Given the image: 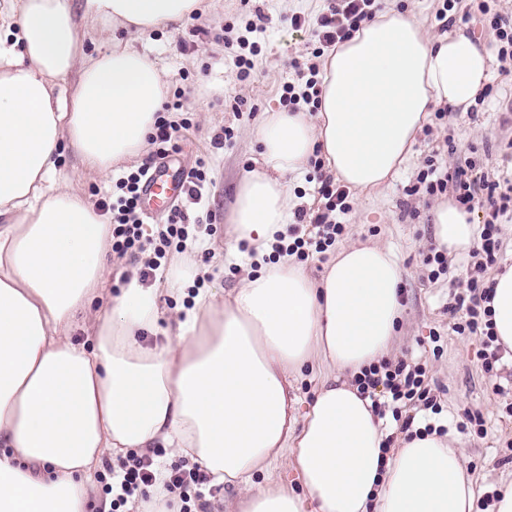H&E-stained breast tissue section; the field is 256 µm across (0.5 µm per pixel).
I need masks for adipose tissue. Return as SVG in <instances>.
I'll return each instance as SVG.
<instances>
[{"mask_svg":"<svg viewBox=\"0 0 512 512\" xmlns=\"http://www.w3.org/2000/svg\"><path fill=\"white\" fill-rule=\"evenodd\" d=\"M202 0H15L0 20V512H91L105 454L162 446L236 491L231 512H474L463 449L435 433L386 450L387 431L354 379L389 356L402 268L383 245L339 247L320 279L275 255L313 154L357 195L390 184L432 112L467 111L490 77L487 52L456 30L431 35L389 8L332 47L316 113L267 112L261 162L241 181L227 229L245 242L232 294L201 293L163 347L157 293L130 276L104 300L112 227L71 181L62 149L104 179L138 158L165 97L162 70L113 46L81 53L87 18L137 31L181 21ZM73 78L70 95L60 81ZM438 248L468 252L476 221L443 204ZM492 321L512 353V268L494 277ZM89 321L93 347L69 329ZM318 383L302 404L292 380ZM294 470L297 486L256 489Z\"/></svg>","mask_w":512,"mask_h":512,"instance_id":"adipose-tissue-1","label":"adipose tissue"}]
</instances>
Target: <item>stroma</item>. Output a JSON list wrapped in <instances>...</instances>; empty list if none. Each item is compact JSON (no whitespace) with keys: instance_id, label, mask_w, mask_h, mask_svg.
Masks as SVG:
<instances>
[{"instance_id":"35a3bbf8","label":"stroma","mask_w":512,"mask_h":512,"mask_svg":"<svg viewBox=\"0 0 512 512\" xmlns=\"http://www.w3.org/2000/svg\"><path fill=\"white\" fill-rule=\"evenodd\" d=\"M325 8V0H205L202 11L178 23L141 33L121 29L111 41L100 37L97 22L88 21L82 44L87 55L110 49L116 40L133 47L163 70L166 100L181 99L183 108L174 118L188 120L191 129L180 141L175 167L186 172L201 155L209 157V184L202 198L186 195L179 202L192 225L186 249H169L152 281L158 290L160 317L147 334L149 345L175 341V320L191 308L197 292L214 289L229 294L238 288L243 270L230 252L227 228L239 184L260 160L254 132L262 113L286 110L283 86L295 79L289 63L310 56V25ZM295 16L305 18V27L292 26ZM253 20L259 21V30L246 33V22ZM244 34L258 43L261 52L250 77L241 81L234 71L232 50ZM227 127L233 129V139L214 148V137ZM449 136L454 139L450 148L445 145ZM511 139L512 124L503 123L495 100L474 104L464 114L431 120L428 131L418 136L408 168L396 180L378 192L352 198L346 230L339 239L343 245L378 241L397 253L404 269L402 321L390 360L424 365L431 394L442 408L435 416L418 405L404 407L402 413L414 416L419 425L432 422L447 427L450 438L466 450L465 464L479 497L512 476V417L504 412V398L493 391L497 384L512 387V359H502L496 376L485 375L479 338L455 332L447 307L465 285L470 257H449L447 275L428 280L423 260L433 245L432 209L440 199L422 192L411 196L407 190L427 158L451 168L473 147L482 173L493 180H512V161L501 149ZM187 263L203 269L204 278L181 276L179 269ZM173 282L178 285L174 292L169 289ZM476 413L485 421L486 434L464 425L467 415Z\"/></svg>"}]
</instances>
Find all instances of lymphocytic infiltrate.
Wrapping results in <instances>:
<instances>
[{
    "instance_id": "lymphocytic-infiltrate-1",
    "label": "lymphocytic infiltrate",
    "mask_w": 512,
    "mask_h": 512,
    "mask_svg": "<svg viewBox=\"0 0 512 512\" xmlns=\"http://www.w3.org/2000/svg\"><path fill=\"white\" fill-rule=\"evenodd\" d=\"M380 7L379 0H330L326 12L317 17L312 28L316 46L312 51L314 61L303 64L292 60L297 83L286 84L283 88L285 100L291 107L299 104L315 105L319 102V69L315 63L326 48L348 39L352 32L366 21L372 20ZM462 21L479 20L491 30L499 44L497 59L501 65L512 66V13L494 7L492 0H471V5L461 16ZM475 158H466L454 170L447 171L427 160L426 167L416 184L409 187V194L426 192L428 195L448 194L466 211L484 210L485 219L480 230L481 251L470 271L465 292L454 295V309L465 310L467 318L456 324L458 334L479 336L483 345L482 369L492 373L499 361L501 348L493 331L490 302L493 298L494 283L487 277V271L497 262L500 250L499 220L512 215V183L503 185L488 177H475ZM150 169L142 164L136 170L119 177L115 183L117 193L98 201L99 210L109 213L112 224V251L118 257L143 259L140 270L142 281L153 278L160 267L168 248L173 243L184 242L188 227L181 210H174L167 223L158 225L153 234H146L140 212V184ZM319 192L325 200L321 213L308 215L306 210L294 214L296 225L294 239L288 245H276V252H288L298 260H306L310 252H325L343 235L346 225L344 218L351 211L350 192L343 185L330 181L323 182ZM356 383L361 394L374 397L377 390L390 395L391 404L421 403L432 414L440 409L431 394L426 369L422 365L388 361L370 366L357 376ZM375 409H382V402L376 401ZM105 494L110 495L111 508L126 504L143 506L151 501L150 490L161 486L163 494L179 504V512H198L193 492L206 484L208 477L199 467H174L160 472L154 459L148 455L130 454L119 463H105L98 475Z\"/></svg>"
}]
</instances>
